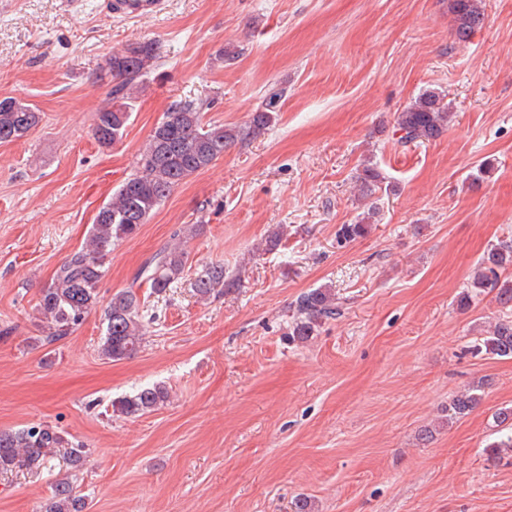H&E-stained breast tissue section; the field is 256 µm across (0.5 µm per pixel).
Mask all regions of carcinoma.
Masks as SVG:
<instances>
[{
	"instance_id": "cac0c4a2",
	"label": "carcinoma",
	"mask_w": 512,
	"mask_h": 512,
	"mask_svg": "<svg viewBox=\"0 0 512 512\" xmlns=\"http://www.w3.org/2000/svg\"><path fill=\"white\" fill-rule=\"evenodd\" d=\"M455 35L467 42L484 22L480 0H448ZM159 59V47L138 43L112 53L108 72L112 86L107 101L96 112L93 134L102 146L122 140L128 126L135 91ZM285 89H271L262 106L250 113L242 125L224 126L204 121V104L185 101L172 107L165 118L151 131L140 156L139 169L127 179L102 206L94 219L88 246L74 252L54 272L49 285L42 289L37 310L48 329L47 341L71 335L98 302V285L103 277V260L118 242L138 233L154 210L176 187L192 175L207 169L224 152L237 143H245L264 134L275 121ZM443 98L434 91H425L398 113L395 120L397 143L410 144L433 141L441 137L452 121ZM41 121L38 110L15 98L0 100V144L29 136ZM384 177L372 164L363 165L356 176L360 189L371 196L382 189ZM371 209L355 224H344L339 238L354 241L369 230ZM188 262V254L179 245L156 252L140 267L136 280L149 285L152 293L161 295L180 279ZM512 269V236L499 238L485 250L469 287L458 298L459 306L467 308L482 294H495L502 308L512 309V282L503 274ZM239 278L225 273L224 265L211 263L198 273L194 293L201 300L220 297L237 287ZM341 302L329 285L312 288L299 294L294 303L295 316L289 335L305 342L326 321L341 314ZM141 300L130 286L112 295L104 311L105 335L101 355L113 362L135 357L144 340L141 321ZM478 351L500 358H512V318L505 314L498 319L488 335L475 344ZM484 383H474L457 392L448 402V420L462 418L482 401ZM169 399L165 386L143 387L131 396L112 404L113 411L126 416H141L163 406ZM495 426L509 430L502 439L488 445L489 456L502 448H512V406H504L493 414ZM65 443L59 432L46 425H33L17 430H0V474L20 467H39L52 448ZM85 499L67 479L57 481L44 504V512H84Z\"/></svg>"
}]
</instances>
